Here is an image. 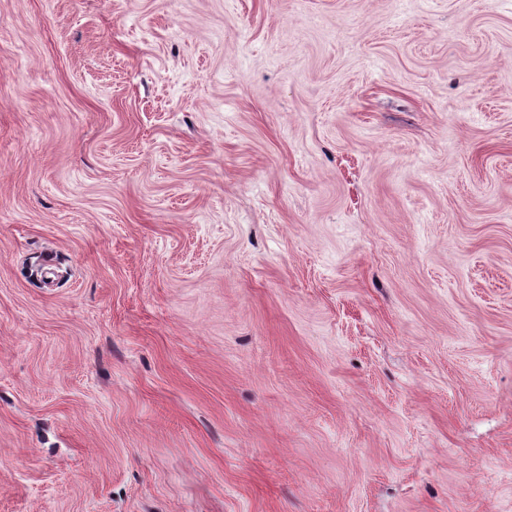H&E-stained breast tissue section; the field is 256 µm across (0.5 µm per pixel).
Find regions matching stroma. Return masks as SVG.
I'll list each match as a JSON object with an SVG mask.
<instances>
[{
    "instance_id": "stroma-1",
    "label": "stroma",
    "mask_w": 512,
    "mask_h": 512,
    "mask_svg": "<svg viewBox=\"0 0 512 512\" xmlns=\"http://www.w3.org/2000/svg\"><path fill=\"white\" fill-rule=\"evenodd\" d=\"M0 512H512V0H0Z\"/></svg>"
}]
</instances>
